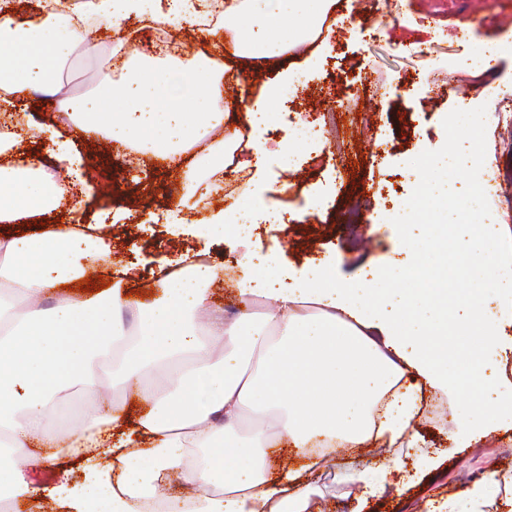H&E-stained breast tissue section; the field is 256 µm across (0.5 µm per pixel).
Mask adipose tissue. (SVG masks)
<instances>
[{
    "mask_svg": "<svg viewBox=\"0 0 512 512\" xmlns=\"http://www.w3.org/2000/svg\"><path fill=\"white\" fill-rule=\"evenodd\" d=\"M47 16L20 21L0 13V102L27 100L52 88L62 63L84 40L70 22L68 0H53ZM336 0H224L211 21L205 0H89L97 29L112 35V57L126 76L101 92L72 100L68 131L48 129L46 149L74 163L72 136L98 134L185 169L191 192L204 185L188 150L206 144L205 161L224 166L225 145L245 146L253 170L228 207L203 220L213 237L250 234L257 212L267 223L284 218L261 210L265 184L261 127L292 84L295 70L276 72L243 106L244 128L223 139L224 71L203 54L165 65L135 61L122 34L125 19L206 28L235 54L263 64L295 46L320 40ZM61 196L40 157L0 166V222L55 209ZM409 206L394 221L406 227L408 254L447 252L443 222L415 224ZM500 224H485L455 272L435 274V287L406 288L389 270L368 272L339 286L326 261L306 265L283 284L277 252L245 259L234 275L243 307L225 318L210 287L222 272L196 252L178 271L156 279L158 296L137 314L134 333L120 313L129 303L130 267L97 296H59L62 285L86 276L112 247L97 226L58 227L0 237V497L12 508L49 497L64 512H309L303 468L276 465L270 450L289 446L316 463L339 448L371 440L415 447L418 396L406 376L422 375L451 392L471 382L489 391L499 373L496 348L512 303V252L503 253ZM455 280V305L445 285ZM108 365L107 378L96 371ZM133 387L148 410L129 419L128 401L96 403L114 385ZM85 404L82 421L61 405L72 390ZM86 449L83 479L47 489L33 471L59 453ZM174 474L185 490L166 496Z\"/></svg>",
    "mask_w": 512,
    "mask_h": 512,
    "instance_id": "1",
    "label": "adipose tissue"
}]
</instances>
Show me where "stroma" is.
Instances as JSON below:
<instances>
[{"label": "stroma", "instance_id": "1", "mask_svg": "<svg viewBox=\"0 0 512 512\" xmlns=\"http://www.w3.org/2000/svg\"><path fill=\"white\" fill-rule=\"evenodd\" d=\"M329 33L330 49L311 70L298 97L280 102L264 142L271 170L267 205L294 213L284 224H259L254 237L262 248L278 246L282 265L298 270L310 262L336 258L338 283L358 281L364 269L389 268L406 287L420 282L405 262V230L382 224L387 201L402 203L427 175V160L448 153L462 160L470 152L487 154L497 183L496 199H512V59L494 63L491 73L461 71L472 46L497 43L512 32V0H338ZM224 99L251 100L275 73L269 66L227 57ZM109 42L96 29L61 67V96L98 91L114 80ZM485 130L484 139L467 141L459 117L469 101ZM328 123L317 159L298 155L286 164L280 155L285 131L304 124ZM88 166L108 174L109 188L84 201L82 222L100 224L112 237V259L136 264L139 275L127 288L133 300L151 298L162 261L195 250L200 240L164 223L172 208L167 188L178 176L159 162L128 164L111 144L89 153L78 143ZM324 202L319 215L306 211L307 188ZM362 204L363 222L349 232L343 212L351 201ZM487 409L483 392L451 396L439 388L423 390L415 448H384L375 442L357 455L320 463L305 485L312 507L329 512H432L433 503L455 496L493 469L512 472V431L492 433L473 448H457L448 435L459 417H477ZM401 465L398 492L376 498L361 495L351 478L383 453Z\"/></svg>", "mask_w": 512, "mask_h": 512}]
</instances>
